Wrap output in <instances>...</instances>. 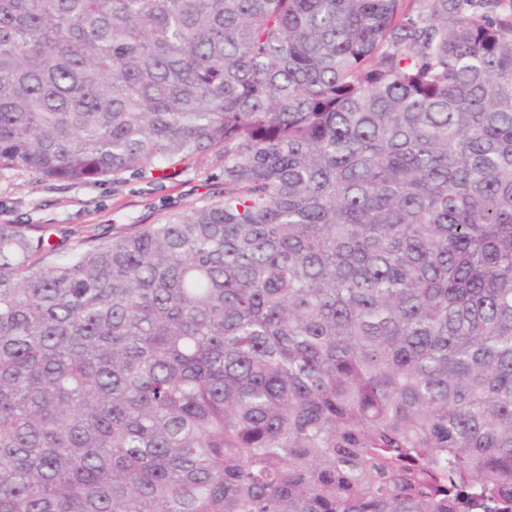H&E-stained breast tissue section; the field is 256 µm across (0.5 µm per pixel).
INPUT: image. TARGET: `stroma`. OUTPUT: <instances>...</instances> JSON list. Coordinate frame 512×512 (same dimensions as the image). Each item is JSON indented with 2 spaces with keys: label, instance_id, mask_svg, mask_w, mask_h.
I'll return each instance as SVG.
<instances>
[{
  "label": "stroma",
  "instance_id": "stroma-1",
  "mask_svg": "<svg viewBox=\"0 0 512 512\" xmlns=\"http://www.w3.org/2000/svg\"><path fill=\"white\" fill-rule=\"evenodd\" d=\"M220 170L202 157L170 179L126 173L98 182L44 181L0 174V210L19 224L48 225L53 241L71 249L201 203L222 190Z\"/></svg>",
  "mask_w": 512,
  "mask_h": 512
}]
</instances>
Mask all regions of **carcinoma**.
Returning <instances> with one entry per match:
<instances>
[{
  "mask_svg": "<svg viewBox=\"0 0 512 512\" xmlns=\"http://www.w3.org/2000/svg\"><path fill=\"white\" fill-rule=\"evenodd\" d=\"M207 155L0 222V512H512V0H0V173ZM220 175L210 156L171 179L126 173L74 184L45 182L21 172L0 174V210L17 224L49 225L52 240L64 245L48 259L52 264L87 240L101 241L134 224H151L169 212L201 204L209 193L224 189Z\"/></svg>",
  "mask_w": 512,
  "mask_h": 512,
  "instance_id": "1",
  "label": "carcinoma"
}]
</instances>
